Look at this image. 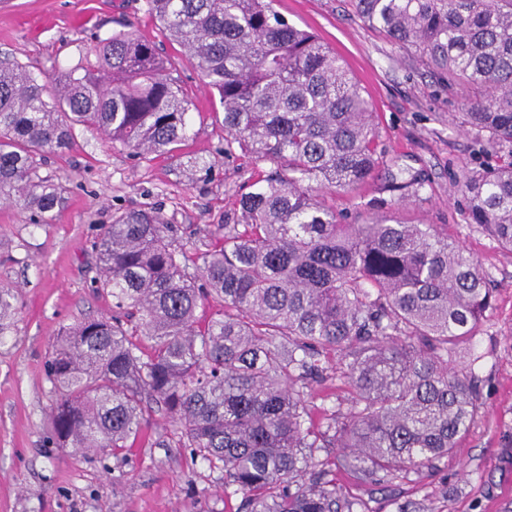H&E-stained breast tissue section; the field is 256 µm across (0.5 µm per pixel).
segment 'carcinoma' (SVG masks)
I'll use <instances>...</instances> for the list:
<instances>
[{"label": "carcinoma", "instance_id": "1", "mask_svg": "<svg viewBox=\"0 0 512 512\" xmlns=\"http://www.w3.org/2000/svg\"><path fill=\"white\" fill-rule=\"evenodd\" d=\"M273 0H147L196 61L224 109V153L270 164L191 249L153 207L121 213L97 242L98 288L112 315L63 329L47 362L55 443L116 453L143 435L154 405L180 425L178 446L224 473L239 512H355L336 483L299 482L313 449L340 448L383 481L448 456L478 412L472 372L448 364L492 306L480 263L431 224L390 216L428 180L387 170L398 199H375L358 224L319 192H354L387 164L374 113L345 61ZM449 88L475 92L461 123L508 153L466 176L468 223L512 252V0H357ZM53 88L0 61V201L42 216L64 188L37 178L43 154L75 125L136 154L188 138L179 89L153 43L129 31ZM219 309L197 310L209 300ZM14 290L0 286V336ZM151 342L146 354L133 341ZM339 379L350 408L315 422L308 382Z\"/></svg>", "mask_w": 512, "mask_h": 512}]
</instances>
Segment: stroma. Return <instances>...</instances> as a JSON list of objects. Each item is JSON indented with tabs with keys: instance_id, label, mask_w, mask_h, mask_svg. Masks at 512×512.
<instances>
[{
	"instance_id": "obj_1",
	"label": "stroma",
	"mask_w": 512,
	"mask_h": 512,
	"mask_svg": "<svg viewBox=\"0 0 512 512\" xmlns=\"http://www.w3.org/2000/svg\"><path fill=\"white\" fill-rule=\"evenodd\" d=\"M289 23L316 33L345 60L378 115L389 158L430 186L397 210L431 224L481 263L496 290L472 340L457 347V368L473 369L480 396L475 423L455 452L381 483L353 465L330 466L342 498L360 512H512V254L464 218L457 182L496 163L476 131L458 118L472 91L447 92L415 55L360 19L356 0H275ZM125 30L153 41L190 112V137L169 155L134 156L95 130L75 126L70 147L46 153L38 174L65 187L64 204L33 222L19 204H0V285L18 295L14 323L0 337V512H236L219 472L177 445L178 425L146 413L142 439L119 455L59 448L50 440L56 398L45 363L59 331L108 316L112 301L94 289V243L114 215L151 206L182 241L233 213L238 194L262 169L248 154L224 153V111L195 62L171 42L146 0H0V58L43 79L94 59L101 39ZM384 176L337 196V213L362 219L367 203L390 198Z\"/></svg>"
}]
</instances>
